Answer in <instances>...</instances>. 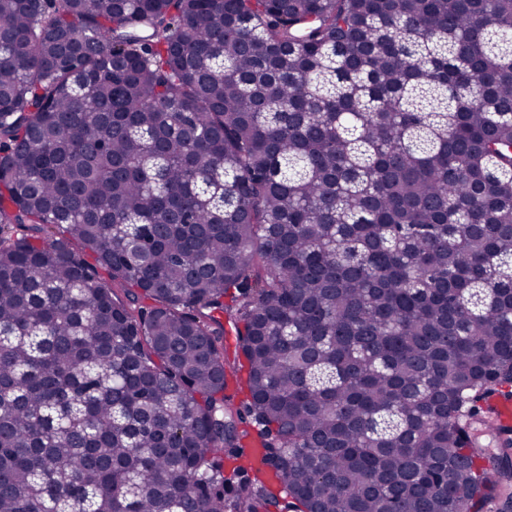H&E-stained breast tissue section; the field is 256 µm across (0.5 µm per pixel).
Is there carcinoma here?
Returning a JSON list of instances; mask_svg holds the SVG:
<instances>
[{"mask_svg":"<svg viewBox=\"0 0 512 512\" xmlns=\"http://www.w3.org/2000/svg\"><path fill=\"white\" fill-rule=\"evenodd\" d=\"M0 152V512L512 479V0H0Z\"/></svg>","mask_w":512,"mask_h":512,"instance_id":"obj_1","label":"carcinoma"}]
</instances>
